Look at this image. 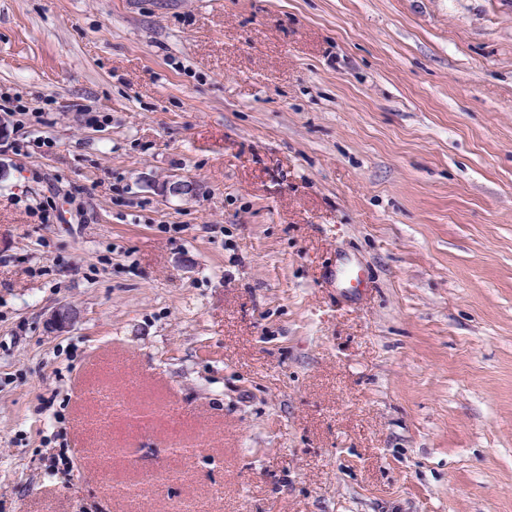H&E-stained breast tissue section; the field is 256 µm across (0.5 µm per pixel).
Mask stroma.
<instances>
[{
  "mask_svg": "<svg viewBox=\"0 0 512 512\" xmlns=\"http://www.w3.org/2000/svg\"><path fill=\"white\" fill-rule=\"evenodd\" d=\"M0 115V512H512V0H0ZM163 193L165 196H175L181 199L196 197L199 194V185L191 180L181 176H171L162 182ZM79 319L78 311L67 303H60L49 314V325L53 329L65 330L71 328Z\"/></svg>",
  "mask_w": 512,
  "mask_h": 512,
  "instance_id": "stroma-1",
  "label": "stroma"
}]
</instances>
